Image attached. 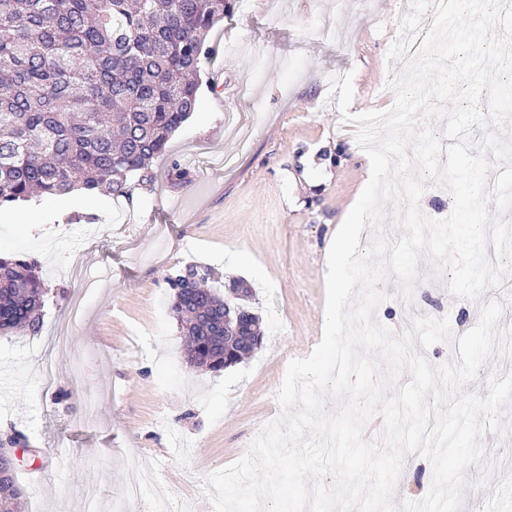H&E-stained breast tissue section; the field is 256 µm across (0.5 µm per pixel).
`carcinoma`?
Instances as JSON below:
<instances>
[{"label": "carcinoma", "instance_id": "1", "mask_svg": "<svg viewBox=\"0 0 512 512\" xmlns=\"http://www.w3.org/2000/svg\"><path fill=\"white\" fill-rule=\"evenodd\" d=\"M231 0H0V206L75 190L130 197L150 161L194 111L205 37ZM31 259H0V333L39 332L46 294ZM209 271L167 277L188 361L224 369L254 347L224 337V298ZM246 327L260 335L242 279ZM15 463L0 461V512H15Z\"/></svg>", "mask_w": 512, "mask_h": 512}]
</instances>
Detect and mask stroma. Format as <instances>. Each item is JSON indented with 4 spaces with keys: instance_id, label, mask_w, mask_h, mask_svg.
I'll list each match as a JSON object with an SVG mask.
<instances>
[{
    "instance_id": "obj_1",
    "label": "stroma",
    "mask_w": 512,
    "mask_h": 512,
    "mask_svg": "<svg viewBox=\"0 0 512 512\" xmlns=\"http://www.w3.org/2000/svg\"><path fill=\"white\" fill-rule=\"evenodd\" d=\"M408 11V0H235L150 185L36 197L0 221V256L35 258L47 291L39 333L0 334V433L26 437L21 512H212L203 480L278 415L289 361L322 337L325 247L367 183L329 79L352 73L355 112L391 108L386 56ZM188 264L211 268L219 289L245 280L261 316L260 346L219 373L188 363L170 312L166 278ZM418 269L412 307L387 278L377 320L473 328L477 304L453 298L429 259ZM131 457L142 493L128 501ZM431 481L430 462L409 455L396 500L421 499Z\"/></svg>"
}]
</instances>
